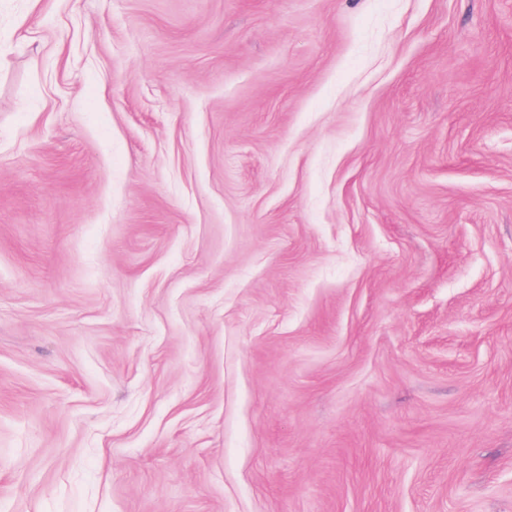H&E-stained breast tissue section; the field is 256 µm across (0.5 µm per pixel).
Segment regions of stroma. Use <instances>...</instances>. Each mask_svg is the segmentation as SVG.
Returning <instances> with one entry per match:
<instances>
[{
	"label": "stroma",
	"instance_id": "obj_1",
	"mask_svg": "<svg viewBox=\"0 0 512 512\" xmlns=\"http://www.w3.org/2000/svg\"><path fill=\"white\" fill-rule=\"evenodd\" d=\"M0 512H512V0H0Z\"/></svg>",
	"mask_w": 512,
	"mask_h": 512
}]
</instances>
